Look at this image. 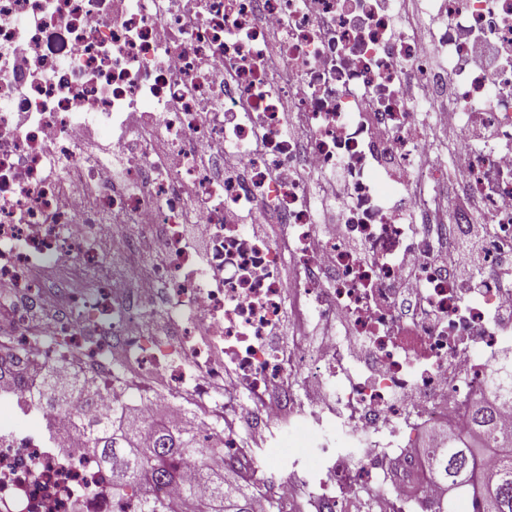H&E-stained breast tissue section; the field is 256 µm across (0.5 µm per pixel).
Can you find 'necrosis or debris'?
I'll list each match as a JSON object with an SVG mask.
<instances>
[{
  "label": "necrosis or debris",
  "mask_w": 512,
  "mask_h": 512,
  "mask_svg": "<svg viewBox=\"0 0 512 512\" xmlns=\"http://www.w3.org/2000/svg\"><path fill=\"white\" fill-rule=\"evenodd\" d=\"M403 2L0 0V512H136L33 405L58 369L97 385L100 410L192 419L252 512L302 485L315 512H376L375 487L389 512H440L421 434L467 433L512 341V0H425V40L397 25ZM448 124L495 226L472 283L428 264L419 230L437 201L444 236L472 220L435 149ZM320 193L341 196L322 232ZM256 201L275 235L227 222ZM285 320L295 333L275 338ZM287 416L320 454L277 475L249 447Z\"/></svg>",
  "instance_id": "obj_1"
}]
</instances>
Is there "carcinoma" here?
Masks as SVG:
<instances>
[{"instance_id":"cac0c4a2","label":"carcinoma","mask_w":512,"mask_h":512,"mask_svg":"<svg viewBox=\"0 0 512 512\" xmlns=\"http://www.w3.org/2000/svg\"><path fill=\"white\" fill-rule=\"evenodd\" d=\"M91 405L95 395L68 385L56 389L43 383L35 397L39 407L70 409L72 429L99 448L101 463L119 480L113 494L136 492L140 512H162L154 487L181 482L178 463L203 458L216 445L197 436L190 425L173 431L163 423L143 426L124 408H116L86 421L71 408L73 399ZM472 432L466 439L448 438L436 450L434 468L437 479L446 484H466L476 474L481 451L493 446L502 456L495 469L484 475L479 485L482 512H512V433H504L495 423L493 402L485 400L471 409ZM186 512H252L251 490L225 483L224 469L201 473L200 484L183 486Z\"/></svg>"}]
</instances>
